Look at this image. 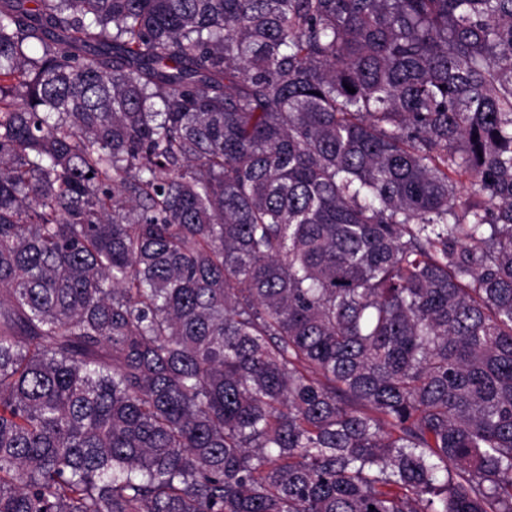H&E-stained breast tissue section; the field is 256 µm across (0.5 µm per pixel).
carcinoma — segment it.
<instances>
[{
	"label": "carcinoma",
	"instance_id": "cac0c4a2",
	"mask_svg": "<svg viewBox=\"0 0 512 512\" xmlns=\"http://www.w3.org/2000/svg\"><path fill=\"white\" fill-rule=\"evenodd\" d=\"M0 512H512V0H0Z\"/></svg>",
	"mask_w": 512,
	"mask_h": 512
}]
</instances>
